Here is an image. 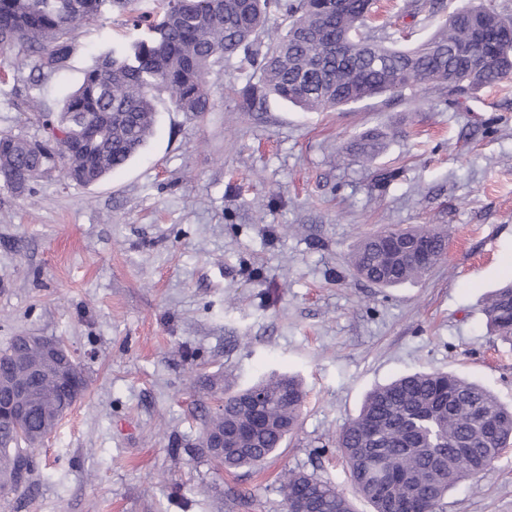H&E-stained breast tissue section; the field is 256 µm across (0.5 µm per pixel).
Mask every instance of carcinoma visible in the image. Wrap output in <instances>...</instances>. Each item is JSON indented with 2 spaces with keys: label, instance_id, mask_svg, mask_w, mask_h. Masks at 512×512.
Returning <instances> with one entry per match:
<instances>
[{
  "label": "carcinoma",
  "instance_id": "1",
  "mask_svg": "<svg viewBox=\"0 0 512 512\" xmlns=\"http://www.w3.org/2000/svg\"><path fill=\"white\" fill-rule=\"evenodd\" d=\"M157 9L134 19L145 36L114 44L86 71L81 85L59 112L34 96L30 111L40 132L0 133V181L17 193L54 172L71 182L96 184L138 155L156 120V94L168 93L180 112L200 115L211 108L207 78L224 57L250 53L269 9L293 17L260 61L262 78L246 90L256 101L273 93L304 111L324 112L387 92L435 86L455 94L466 88L494 87L512 78V17L492 6H468L453 13L421 44L407 49L365 36L373 0H343L324 7L320 0H156ZM132 0H0V48L12 54L14 75L29 72L38 83L64 70L76 47L80 27L93 25ZM457 45L485 59L477 82ZM383 148V134L368 131L352 145L357 161L372 159ZM447 230L419 227L387 229L363 237L350 257L364 279L385 287L406 283L429 267L414 262L407 245L424 243L432 264L446 255ZM482 313L497 339L512 346V283L491 293ZM59 361L43 358L36 347L11 339L0 350V391L11 383L30 407L18 431L0 422V495L8 498L28 483L20 475L22 458L41 444L72 402L60 391ZM307 392L292 374L272 372L251 386L224 396V412L203 424L198 447L214 429L232 432L251 424L245 400L261 398L267 423L248 445L228 448L226 471L257 467L298 426ZM355 492L373 512H393L399 499H416L423 512H436L448 491L491 471L512 447V407L501 404L482 386L454 374L416 372L374 387L356 417L336 438ZM285 501L299 496L311 512H353L337 486L301 471L282 476Z\"/></svg>",
  "mask_w": 512,
  "mask_h": 512
}]
</instances>
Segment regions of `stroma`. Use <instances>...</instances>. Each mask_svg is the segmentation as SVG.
<instances>
[{
    "instance_id": "obj_1",
    "label": "stroma",
    "mask_w": 512,
    "mask_h": 512,
    "mask_svg": "<svg viewBox=\"0 0 512 512\" xmlns=\"http://www.w3.org/2000/svg\"><path fill=\"white\" fill-rule=\"evenodd\" d=\"M482 0H377L365 32L412 47ZM126 16L81 29L68 67L30 88L0 50V131L34 132L27 95L59 110L96 55L138 37ZM258 65L226 57L210 112L167 94L143 151L101 183L44 178L0 186V348L38 333L64 340L87 389L33 453L25 492L0 512H286L284 470L356 496L336 437L366 393L443 371L512 406V346L480 311L512 281V79L448 95L388 93L327 112L278 97L249 104ZM386 133L382 153L349 144ZM442 227L446 257L382 288L350 266L386 227ZM298 375L300 423L260 467L228 472L196 446L225 390ZM440 512H512V448ZM383 134L375 131H368L352 145V156L357 161L372 159L383 148Z\"/></svg>"
}]
</instances>
